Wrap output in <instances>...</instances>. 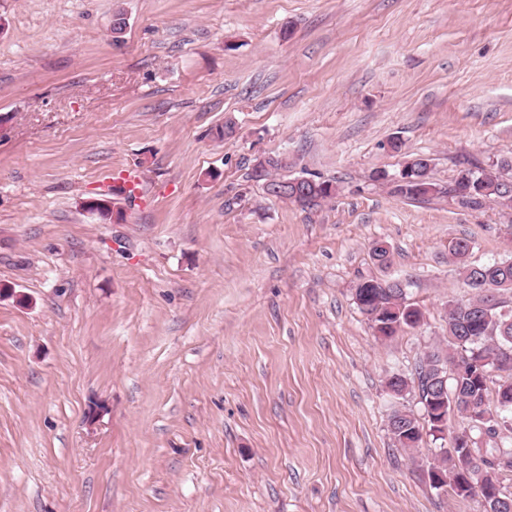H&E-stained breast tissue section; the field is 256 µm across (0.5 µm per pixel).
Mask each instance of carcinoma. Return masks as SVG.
<instances>
[{"label": "carcinoma", "instance_id": "obj_1", "mask_svg": "<svg viewBox=\"0 0 512 512\" xmlns=\"http://www.w3.org/2000/svg\"><path fill=\"white\" fill-rule=\"evenodd\" d=\"M466 173L468 177L459 178L449 189L461 206L475 210L490 201L512 202V197L503 196L502 177L492 181L481 167ZM381 179L390 180L393 192L406 199L428 196L420 183L391 180L384 172ZM303 189L306 196L294 199L303 208L317 206L336 194V185L319 178ZM460 275L472 297L465 303L448 304V344L433 347L416 364L414 388L426 417L432 418L429 408L434 378L439 370L448 369V412L466 421L459 434L478 431L487 437L488 447L442 448L432 468L445 474L469 475L470 483L449 484L456 497L477 495L492 512H509L512 491L505 482L512 483V309L503 313L501 295L512 293V260L464 265ZM485 281L501 285L498 294L486 293L482 288ZM355 302L383 339L416 327L422 318L421 309L405 301L397 282L365 280L355 289ZM479 359L487 361L485 368L492 371L486 385L471 378L473 362ZM388 424L400 447L411 448L422 441L412 413L394 409L388 415Z\"/></svg>", "mask_w": 512, "mask_h": 512}]
</instances>
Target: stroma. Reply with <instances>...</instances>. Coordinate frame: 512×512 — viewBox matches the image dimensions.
<instances>
[{
	"instance_id": "obj_1",
	"label": "stroma",
	"mask_w": 512,
	"mask_h": 512,
	"mask_svg": "<svg viewBox=\"0 0 512 512\" xmlns=\"http://www.w3.org/2000/svg\"><path fill=\"white\" fill-rule=\"evenodd\" d=\"M0 18V512H482L432 486L430 430L396 447L385 381L443 343L461 262L512 257V214L448 193L512 158V0ZM269 155L335 196L268 195ZM419 155L434 195L372 180ZM128 174L142 198L113 193ZM368 279L403 282L419 326L378 339ZM396 403L425 420L416 392ZM314 184H306L303 189L306 190L305 197H297L292 202L299 204L304 208L318 206L322 201L332 198L336 194V185L331 181L312 179ZM308 196V198H306Z\"/></svg>"
}]
</instances>
